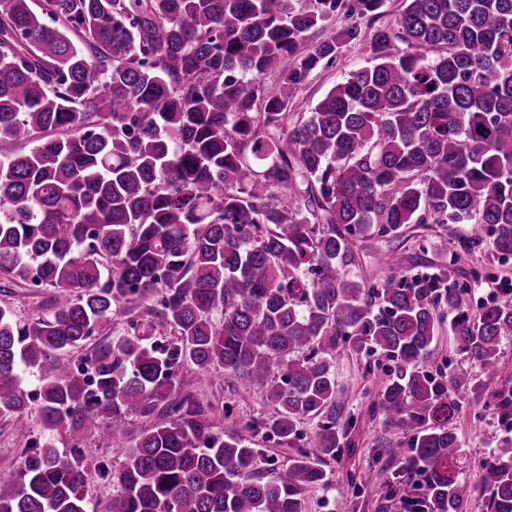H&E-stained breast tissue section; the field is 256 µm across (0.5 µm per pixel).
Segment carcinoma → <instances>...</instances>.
Wrapping results in <instances>:
<instances>
[{
  "mask_svg": "<svg viewBox=\"0 0 512 512\" xmlns=\"http://www.w3.org/2000/svg\"><path fill=\"white\" fill-rule=\"evenodd\" d=\"M385 0H0V273L51 288L23 320L0 302V417L22 429L38 381L39 430L0 477V512H307L346 446L337 422L339 343L394 368L373 405L406 439L385 498L411 512H469L453 421L472 379L420 368L444 323L492 380L512 303L464 306L462 257L485 224L512 256V0H403L370 34L369 65L309 111L292 98L361 38ZM336 35L307 33L331 20ZM274 73L273 88L260 82ZM433 224L457 244L441 286L391 270L349 274L354 240ZM155 299V305L136 310ZM123 318V331L89 346ZM90 347V377L69 355ZM212 370L275 415L224 429V408L173 396ZM512 421V388L496 393ZM145 419L112 468L89 465L87 430L110 448ZM323 419L300 448L302 424ZM72 428L71 457L54 435ZM258 435L288 449L252 474ZM425 474V483L414 479ZM487 512H512V439L481 462ZM115 492L112 480L94 474L88 488L90 512H93V509H97V512L104 510V506L112 500Z\"/></svg>",
  "mask_w": 512,
  "mask_h": 512,
  "instance_id": "1",
  "label": "carcinoma"
}]
</instances>
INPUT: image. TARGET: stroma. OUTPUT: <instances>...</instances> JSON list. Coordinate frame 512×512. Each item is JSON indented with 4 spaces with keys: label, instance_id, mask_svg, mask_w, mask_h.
<instances>
[{
    "label": "stroma",
    "instance_id": "35a3bbf8",
    "mask_svg": "<svg viewBox=\"0 0 512 512\" xmlns=\"http://www.w3.org/2000/svg\"><path fill=\"white\" fill-rule=\"evenodd\" d=\"M369 53L366 45H352L333 68L314 73L294 99L297 112L308 111L349 72L366 66ZM461 232L467 237L481 239L467 257L464 267L481 276L493 275L495 281H512V259L494 258L484 246L487 228L481 224H465ZM358 259L351 269L352 277L370 284L382 281L387 271L380 258L390 252L400 255L404 279L425 273H439L446 269L453 245L447 244L423 224L408 225L397 239L365 235L355 243ZM52 291L43 288L33 291L7 281L0 275V301L12 304L18 316L33 319L49 311ZM501 362L496 384L486 385L480 401L465 400L454 421L461 448L456 458L459 479L470 502V512H486L485 495L476 476L478 462L488 457L502 439L512 436V424L503 421L496 409L493 392L496 386L512 385V334L500 342ZM392 361L376 357L365 361L360 356L340 351L336 356L337 400L342 417L348 418L347 446L332 461L331 481L327 487L309 492L308 512H406L405 508L384 497V480L397 470L405 448L399 431L387 424L384 416L373 407V385L377 373L392 369ZM183 392L193 394L201 402H220L228 418L226 427L239 429L250 421L271 419L273 409L263 394L255 393L240 398L232 388V381L223 372L214 371L205 377H186ZM392 446V453L375 456L380 445Z\"/></svg>",
    "mask_w": 512,
    "mask_h": 512
}]
</instances>
